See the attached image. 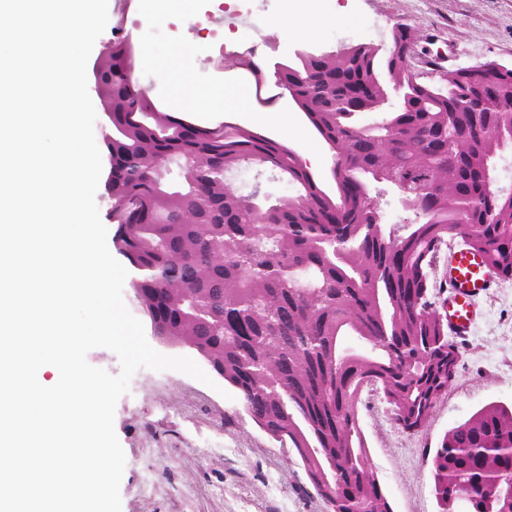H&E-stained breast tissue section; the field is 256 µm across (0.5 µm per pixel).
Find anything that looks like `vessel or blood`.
<instances>
[{"label":"vessel or blood","mask_w":512,"mask_h":512,"mask_svg":"<svg viewBox=\"0 0 512 512\" xmlns=\"http://www.w3.org/2000/svg\"><path fill=\"white\" fill-rule=\"evenodd\" d=\"M440 306L450 336L471 335L482 316L481 299L498 283L481 254L464 246L449 248L444 256Z\"/></svg>","instance_id":"1"}]
</instances>
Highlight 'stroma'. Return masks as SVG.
<instances>
[{"mask_svg":"<svg viewBox=\"0 0 512 512\" xmlns=\"http://www.w3.org/2000/svg\"><path fill=\"white\" fill-rule=\"evenodd\" d=\"M331 24H309L289 36L281 24L282 0H198L188 11L171 9L143 45L137 20L154 12L153 0H108V26L96 40L89 66L106 63L109 47L121 37L133 43L140 86L157 111L187 123L208 125L211 92L245 90L246 96L221 122L282 141H307L320 163L310 173L335 194L333 157L292 98L277 81V65L297 53L322 54L341 43L383 44L395 23L414 28L420 48L442 61L425 68L426 82L440 83L444 70L487 61L512 64V0H321ZM239 9L260 12L268 24L272 50L253 51L236 37L225 51L259 63L265 73L256 88L250 72L225 67L212 56L206 30L209 15ZM241 191L262 182L277 195H294L286 175L241 163L230 178ZM485 317L469 341L460 343L457 377L421 432H403L383 397L360 405L358 422L367 442L371 468L392 512H438L433 494L430 452L453 426L490 402L512 403V280L484 297ZM206 386L175 371L138 370L118 401L114 426L126 463L121 480L122 512H329L292 450L261 430L239 396L225 398L215 376Z\"/></svg>","mask_w":512,"mask_h":512,"instance_id":"stroma-1","label":"stroma"}]
</instances>
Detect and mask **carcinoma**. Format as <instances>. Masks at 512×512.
Wrapping results in <instances>:
<instances>
[{
	"instance_id": "cac0c4a2",
	"label": "carcinoma",
	"mask_w": 512,
	"mask_h": 512,
	"mask_svg": "<svg viewBox=\"0 0 512 512\" xmlns=\"http://www.w3.org/2000/svg\"><path fill=\"white\" fill-rule=\"evenodd\" d=\"M418 41L397 23L383 46L302 53L276 71L334 152L335 200L284 144L153 111L125 39L109 47L115 68L93 70L107 110L112 244L144 313L238 390L331 512H391L358 424L363 386L418 433L456 377L459 350L430 279L439 248L465 242L512 279V191L495 185L498 155L512 150V65L487 61L430 85L405 57ZM224 65L264 82L250 60ZM243 161L287 174L302 193H238L225 174ZM380 184L418 214L406 232L382 224ZM431 474L439 512H512V406L487 404L449 429Z\"/></svg>"
}]
</instances>
